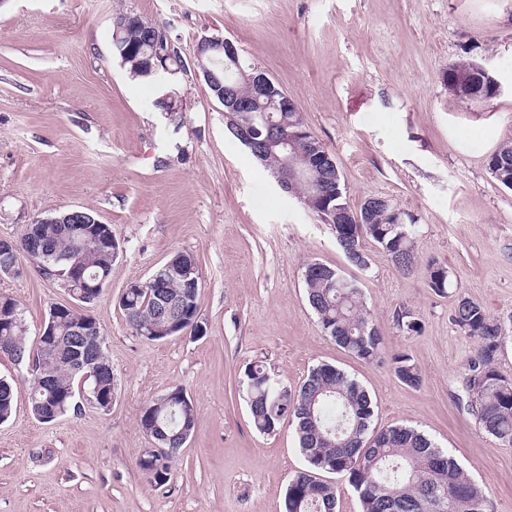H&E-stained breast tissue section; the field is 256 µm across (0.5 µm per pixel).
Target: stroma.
Masks as SVG:
<instances>
[{
    "label": "stroma",
    "instance_id": "35a3bbf8",
    "mask_svg": "<svg viewBox=\"0 0 512 512\" xmlns=\"http://www.w3.org/2000/svg\"><path fill=\"white\" fill-rule=\"evenodd\" d=\"M120 10L164 27L186 72L131 79L112 50ZM204 34L231 39L296 103L334 155L352 207L380 196L415 216L411 272L369 240V269L346 265L330 227L228 133L196 66ZM468 61L501 93L471 102L449 90L444 75ZM169 85L183 111L154 107ZM484 126L512 140V0H0V237L87 209L119 245L101 296L85 308L104 332L110 410L83 399L41 422L29 407L32 356L0 357L15 393L0 424V512H283L305 462L292 426L254 427L240 384L251 362L292 387L317 364L342 369L368 391L373 427L424 431L487 487L492 512H512V447L480 430L465 403L475 342L427 273L443 264L454 289L512 316V190L487 168ZM178 252L196 260L206 334L150 342L119 298ZM311 261L358 280L385 338L382 359H357L323 332L305 296ZM18 264L19 275H0V293L18 301L32 339L71 297L27 256ZM403 306L420 333L395 329ZM399 354L419 368L420 387L394 374ZM176 388L196 424L158 485L138 466L153 445L139 417Z\"/></svg>",
    "mask_w": 512,
    "mask_h": 512
}]
</instances>
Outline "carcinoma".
<instances>
[{
  "mask_svg": "<svg viewBox=\"0 0 512 512\" xmlns=\"http://www.w3.org/2000/svg\"><path fill=\"white\" fill-rule=\"evenodd\" d=\"M149 24L143 20L130 22L119 37L112 38L117 57L136 60L124 64L128 74L137 79L159 77L164 70L133 53L138 48L149 51ZM249 73L251 65L240 60V67L226 70L217 67L224 82L239 83L241 93L249 88L239 71ZM448 88L473 102L499 94L498 80L476 62L454 66L444 76ZM242 123L251 124L255 142L264 145L273 130L303 139L289 162L308 172L297 185L305 202L311 203L312 214L327 223L328 212L349 218L354 232L341 237V228L331 227L336 243L348 265L359 270L369 268V257L363 241L372 240L402 271H409L416 262V219L393 204L363 200L358 208L350 206L339 167L314 168L315 159L328 152L324 143L311 133L300 111L277 112L264 103L249 112L233 113ZM488 170L501 185L512 189V142L500 146L488 158ZM18 252L9 261H18L23 252L38 264L43 273H53L65 281L71 270L80 268L86 277L100 280L110 276L112 250L108 246L83 248L76 237L62 236L55 224H28L22 234ZM303 280L307 300L316 313L323 331L342 349L365 362L381 358L384 336L373 321L362 289L354 278L346 277L338 268L320 262L305 266ZM448 270L442 264H429L428 286L439 295L448 294ZM152 286L144 282L140 288H129L120 307L137 333L149 330L155 323ZM87 317L73 309L56 323L62 345L54 356L36 349L35 376L48 374L53 383L39 387L30 384V409L40 420L47 407L55 409V417L76 407L75 381L82 373L74 371L69 361V330ZM451 321L475 340L468 371L483 368L485 380L480 390L468 401L476 423L500 444L512 446V381L498 369L502 347L509 331L503 321L491 315L479 302L459 295L451 313ZM394 327L409 335L420 332L421 324L411 309L400 308L393 319ZM0 349L13 359H24L27 352L25 329L19 326L0 327ZM397 378L407 386L418 387L422 375L406 354L392 358ZM240 384L245 387L247 403L255 428L270 434L289 420L295 424L298 445L305 468L296 472L288 484L284 512H337L338 486L316 477L318 472L336 474L357 494L361 512H491L489 495L465 473L457 462L438 448L416 428L396 425L370 429L371 402L367 392L344 371L321 363L312 367L295 391L279 376L258 362L245 366ZM14 409L13 386L0 379V422L7 421ZM193 404L174 401L158 406L147 405L140 415V426L151 434L168 438L170 453L163 459L143 455L140 469L155 483L169 480L172 467L183 445L179 431L195 425Z\"/></svg>",
  "mask_w": 512,
  "mask_h": 512,
  "instance_id": "obj_1",
  "label": "carcinoma"
}]
</instances>
